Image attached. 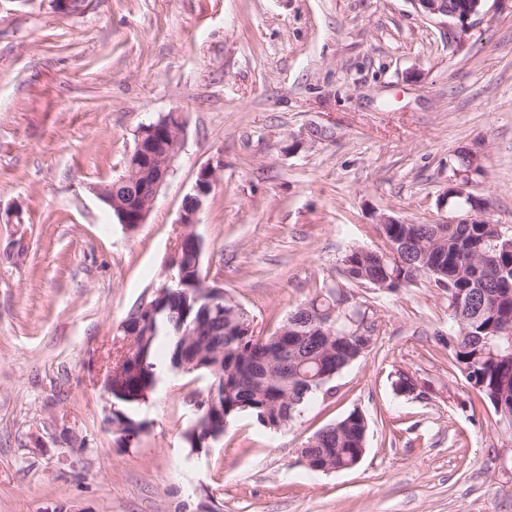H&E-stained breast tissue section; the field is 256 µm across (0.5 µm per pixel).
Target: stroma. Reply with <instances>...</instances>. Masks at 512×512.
Returning <instances> with one entry per match:
<instances>
[{
	"mask_svg": "<svg viewBox=\"0 0 512 512\" xmlns=\"http://www.w3.org/2000/svg\"><path fill=\"white\" fill-rule=\"evenodd\" d=\"M175 110L173 170L126 230L96 191ZM462 149L480 157L466 192L512 229V0L459 44L412 0H0V512H512V429L458 369L426 279L351 286L375 341L280 430L241 414L190 448L209 379L168 371L125 444L102 388L201 167H220L202 270L266 335L377 246L380 215L438 219ZM402 372L422 394L394 391ZM355 410L356 467L298 462Z\"/></svg>",
	"mask_w": 512,
	"mask_h": 512,
	"instance_id": "obj_1",
	"label": "stroma"
}]
</instances>
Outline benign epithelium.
<instances>
[{
    "mask_svg": "<svg viewBox=\"0 0 512 512\" xmlns=\"http://www.w3.org/2000/svg\"><path fill=\"white\" fill-rule=\"evenodd\" d=\"M415 7L429 18L443 20L448 33L460 42L470 28V21L482 15L486 0H460L454 6L449 5V0H412ZM184 121L182 115L173 112L153 122L140 126L135 140L134 150L129 154L127 174L131 182L139 184V193L130 199L119 201L111 194V186L106 185L99 189L100 199L115 209L119 223L143 224L153 209L159 189L170 175L176 160L179 145L183 135ZM217 182V168L204 167L197 176L193 194L189 195L191 205L182 208L178 224H180L179 238L190 236L198 246V251H203L202 238L196 232L198 214L202 210L207 197L213 191ZM455 195L464 198L472 206V210L454 217L436 220L438 224H470L472 213L483 207V202L467 193L463 185L454 186ZM167 295L164 286L159 287L152 294V299H144L120 325V330L125 335H130V329L140 332L149 326L161 310L160 299ZM224 398V388L220 382H213L204 399L194 401V411L209 413L221 408V399Z\"/></svg>",
    "mask_w": 512,
    "mask_h": 512,
    "instance_id": "obj_1",
    "label": "benign epithelium"
}]
</instances>
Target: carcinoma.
<instances>
[{"label": "carcinoma", "mask_w": 512, "mask_h": 512, "mask_svg": "<svg viewBox=\"0 0 512 512\" xmlns=\"http://www.w3.org/2000/svg\"><path fill=\"white\" fill-rule=\"evenodd\" d=\"M476 219L475 224H438L430 229L423 224H375L374 230L416 250L418 271L405 270L395 258L362 255L351 249L345 254L350 266L343 275L349 283L372 287L386 281L390 291L420 278L445 284L448 306L459 317L448 340L456 363L470 386L491 404L498 421L512 427V242L500 237L497 225L488 223L489 216L478 214ZM464 252L479 258L489 253L497 257V265L475 264L461 270L457 260ZM181 253L183 286L167 295V303L170 309L179 312L186 308L191 315L180 324L163 314L154 335L134 337L140 369L127 374L112 390V404L117 406L112 412L113 434L123 442L143 430L137 411L160 379L156 346L166 345L167 367L179 364L178 332L192 325L199 309L195 296L203 272L192 239H185ZM339 288V284L328 287L292 311L286 319L290 331L281 341L272 334H248L243 328L251 321L248 312L224 297V315L202 323L200 328V341L205 343L206 351H224L220 366V381L224 382L222 410L202 417L201 436H220L229 420L241 413L249 414L269 430L294 420L312 397L332 388V381L322 376L338 375L354 362L360 350H369L372 335L353 336L345 331L330 340L311 335L308 322L336 303ZM367 431L368 422L354 410L314 434L306 442V453L313 458L314 466L329 462L347 467L365 445Z\"/></svg>", "instance_id": "cac0c4a2"}]
</instances>
